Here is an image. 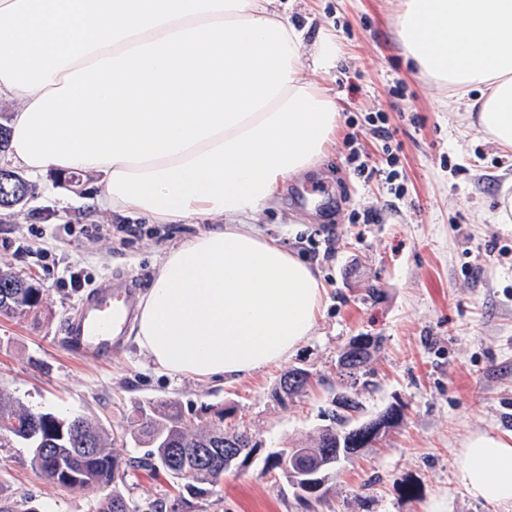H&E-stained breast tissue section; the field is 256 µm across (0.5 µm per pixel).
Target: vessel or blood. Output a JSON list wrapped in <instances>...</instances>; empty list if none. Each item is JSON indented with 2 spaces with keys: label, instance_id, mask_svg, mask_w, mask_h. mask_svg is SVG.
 <instances>
[{
  "label": "vessel or blood",
  "instance_id": "1",
  "mask_svg": "<svg viewBox=\"0 0 512 512\" xmlns=\"http://www.w3.org/2000/svg\"><path fill=\"white\" fill-rule=\"evenodd\" d=\"M137 302L134 277L114 274L103 278L81 298L77 314L64 320L61 343L74 357L111 360L125 346Z\"/></svg>",
  "mask_w": 512,
  "mask_h": 512
}]
</instances>
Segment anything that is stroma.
Listing matches in <instances>:
<instances>
[{
    "label": "stroma",
    "mask_w": 512,
    "mask_h": 512,
    "mask_svg": "<svg viewBox=\"0 0 512 512\" xmlns=\"http://www.w3.org/2000/svg\"><path fill=\"white\" fill-rule=\"evenodd\" d=\"M291 22L308 40L335 35L336 69L319 75L339 114L336 138L313 170L288 179L258 228L316 267L327 300L309 336L287 359L237 381L160 374L139 347L101 362L61 345L64 319L80 295L64 284L72 269L101 280L113 270L148 290L165 252L198 225L139 220L136 235L92 233L116 225L92 204L98 175L79 190L44 174L32 197L0 212V266L33 278L42 301L28 317L0 316V385L31 408L81 414L114 435V452L134 460L122 491L136 512L173 503L179 481L139 467L147 449L129 419L163 400L178 401L191 426L247 430L256 445L215 492L183 512H512V504L470 497L457 480L459 450L476 432H512V230L497 222L512 151L473 128L464 106L407 59L395 25L396 0H288ZM381 119L392 136L374 135ZM374 215L364 223V215ZM50 216L52 233L31 229ZM379 339L368 384L353 382L338 358L352 338ZM309 372L300 396L280 404V377ZM363 405L362 419L389 407L403 418L375 447L330 474L326 494L301 499L268 457L310 445L332 425L336 396ZM40 512H98L97 494L44 480L31 450L0 448V498Z\"/></svg>",
    "instance_id": "1"
}]
</instances>
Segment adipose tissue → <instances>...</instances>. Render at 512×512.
<instances>
[{"label":"adipose tissue","mask_w":512,"mask_h":512,"mask_svg":"<svg viewBox=\"0 0 512 512\" xmlns=\"http://www.w3.org/2000/svg\"><path fill=\"white\" fill-rule=\"evenodd\" d=\"M274 0H0V100L18 101L0 166L101 175L99 204L153 223L224 218L170 249L136 318L169 376L237 381L312 334L319 272L255 226L280 185L314 169L336 104L309 72L335 68L334 36L307 42ZM397 33L472 124L512 148V0H400ZM458 481L512 503V432L471 434Z\"/></svg>","instance_id":"ef3b65f1"}]
</instances>
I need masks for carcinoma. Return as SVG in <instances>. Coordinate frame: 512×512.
<instances>
[{"label": "carcinoma", "instance_id": "cac0c4a2", "mask_svg": "<svg viewBox=\"0 0 512 512\" xmlns=\"http://www.w3.org/2000/svg\"><path fill=\"white\" fill-rule=\"evenodd\" d=\"M17 171L0 168V210L10 211L22 206L34 194L31 181L15 178ZM41 289L11 268H0V315L26 317L41 302ZM349 348L363 353V360L356 364L350 376L367 375L364 366L372 352L378 348L377 340L361 336ZM401 411L390 407L378 417L356 425L358 431L339 434L334 427L322 429L308 449L315 459L326 451L338 452L342 459H349L364 448H371L380 435L372 432L375 424H385L389 430L396 426ZM224 429L197 431L184 420L174 403L140 410L137 434L151 448L157 465L181 479L183 487L195 496L208 494L224 478V449L215 447L216 432ZM23 441L31 448L33 464L51 484L63 481L69 472V487L82 491H105L99 512H133L129 501L120 489V469L124 467L112 452L111 437L101 424L83 415L60 417L51 412H36L25 406L11 393L0 388V447L9 448Z\"/></svg>", "mask_w": 512, "mask_h": 512}]
</instances>
